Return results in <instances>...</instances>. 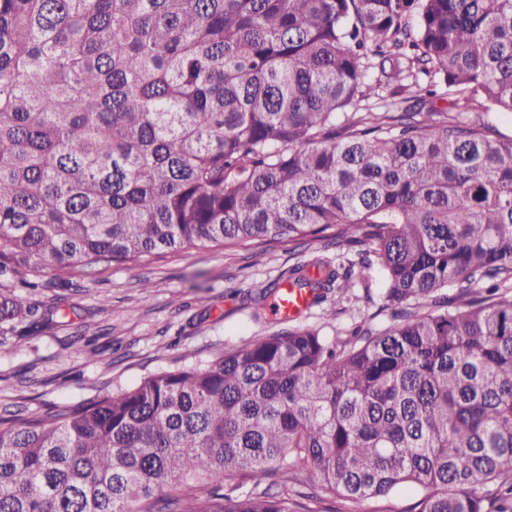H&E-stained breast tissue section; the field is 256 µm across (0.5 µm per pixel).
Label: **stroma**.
<instances>
[{"mask_svg":"<svg viewBox=\"0 0 512 512\" xmlns=\"http://www.w3.org/2000/svg\"><path fill=\"white\" fill-rule=\"evenodd\" d=\"M313 257L284 242L174 252L150 262L100 264L73 287L24 293L39 307L65 301L66 315L52 328L0 340V417L76 406L277 331L272 316L254 318L246 293ZM330 308L311 306L300 325L331 338L367 317L379 328L391 322L361 299L335 316Z\"/></svg>","mask_w":512,"mask_h":512,"instance_id":"35a3bbf8","label":"stroma"}]
</instances>
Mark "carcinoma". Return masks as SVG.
I'll use <instances>...</instances> for the list:
<instances>
[{
	"instance_id": "carcinoma-1",
	"label": "carcinoma",
	"mask_w": 512,
	"mask_h": 512,
	"mask_svg": "<svg viewBox=\"0 0 512 512\" xmlns=\"http://www.w3.org/2000/svg\"><path fill=\"white\" fill-rule=\"evenodd\" d=\"M449 107L434 106L438 95ZM512 0H0V335L43 274L287 240L308 327L0 418V512H512ZM239 473L252 488L224 489ZM178 486L185 493L174 497ZM355 294L360 296V300H352L351 304L344 303L347 311L333 317L329 315L333 301L336 299L334 295L329 296L328 301L313 305L311 296L305 292H299L292 288H282V294L273 301L272 313L276 318H289L306 312L295 323L308 326L314 329H320L321 333L330 340L336 336V333L345 336L355 326V322L362 318H369L377 310V306L368 305L362 298L363 288H357ZM309 308V309H308ZM418 493L413 490H403L396 492L383 500L368 501L364 505L363 512H402L414 502Z\"/></svg>"
}]
</instances>
